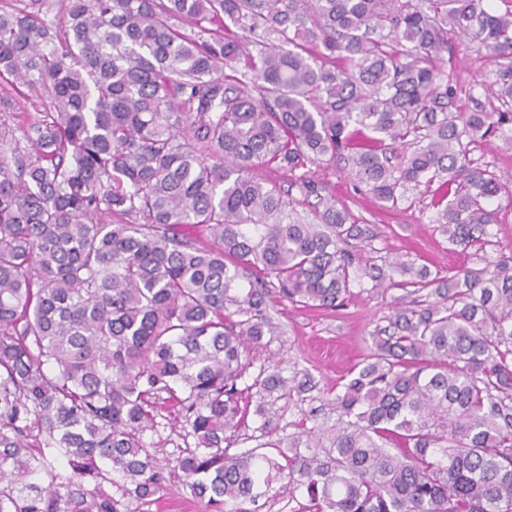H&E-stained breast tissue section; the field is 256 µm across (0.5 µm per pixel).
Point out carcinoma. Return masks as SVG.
Segmentation results:
<instances>
[{
    "mask_svg": "<svg viewBox=\"0 0 512 512\" xmlns=\"http://www.w3.org/2000/svg\"><path fill=\"white\" fill-rule=\"evenodd\" d=\"M50 7L0 0V512H124L84 487L114 472L154 500L168 476L144 435L164 394L197 438L173 470L210 512H253L274 480L305 490L306 512H512V254L486 251L489 205L512 195L471 157L492 134L512 148V10ZM456 39L497 67L490 111L456 106L439 65ZM21 97L37 111L20 120ZM325 161L384 209L425 187L469 264L433 271L376 247L316 175ZM267 168L293 174L287 190ZM294 190L305 220L288 213ZM355 286L403 294L330 399L336 427L262 444L276 458L228 452L251 412L273 435L266 397L307 391L268 366L238 388L272 295L334 310Z\"/></svg>",
    "mask_w": 512,
    "mask_h": 512,
    "instance_id": "1",
    "label": "carcinoma"
}]
</instances>
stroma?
Masks as SVG:
<instances>
[{
    "instance_id": "35a3bbf8",
    "label": "stroma",
    "mask_w": 512,
    "mask_h": 512,
    "mask_svg": "<svg viewBox=\"0 0 512 512\" xmlns=\"http://www.w3.org/2000/svg\"><path fill=\"white\" fill-rule=\"evenodd\" d=\"M444 69L456 89L461 110L491 107L493 100L485 88L495 79V67L477 45L458 46L452 62ZM472 156L494 170L501 185L512 192V149L491 137L476 143ZM318 175L327 181L337 207L348 209L360 222L372 225L379 244L433 270L444 271L462 264V256L452 252L447 240L437 232L435 212L429 208L430 197L423 190L409 191L397 208L386 210L356 190L340 166H323ZM390 310V296L366 292L335 310L302 307L283 300L273 302L274 334L267 347L253 353L242 384H250L261 365L270 361L278 364L283 377L307 373L315 383L309 392L274 402L278 436L291 435L303 426L335 423L336 415L328 401L336 384L369 353V333ZM144 440L162 462L195 445L185 418L168 402L159 404L156 426L146 432ZM121 483L120 476H113L104 489L122 497L127 512H207L205 503L192 496L179 480H171L160 497L151 502L123 497Z\"/></svg>"
}]
</instances>
